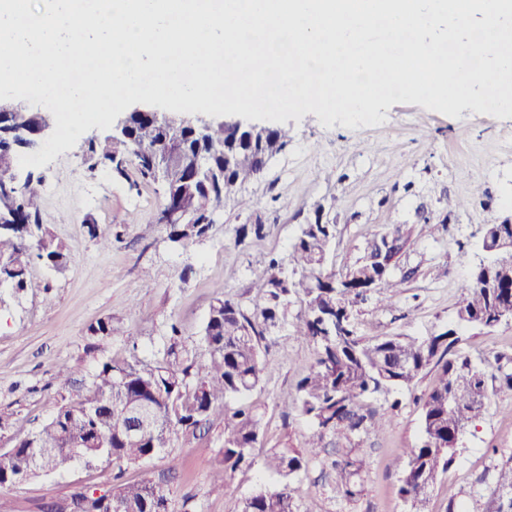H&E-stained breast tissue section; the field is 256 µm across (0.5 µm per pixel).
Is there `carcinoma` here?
Returning a JSON list of instances; mask_svg holds the SVG:
<instances>
[{
  "label": "carcinoma",
  "mask_w": 512,
  "mask_h": 512,
  "mask_svg": "<svg viewBox=\"0 0 512 512\" xmlns=\"http://www.w3.org/2000/svg\"><path fill=\"white\" fill-rule=\"evenodd\" d=\"M131 141L125 151L106 140L86 144L85 161L95 165L121 159L131 161L142 178L159 184L161 211L174 209L192 223L169 224L168 238L182 246L202 237L215 210L233 205L249 209L243 185L257 178L266 158L288 145V130L268 128L264 138L250 142L231 129L214 125L206 131L171 133L146 115L131 118ZM16 157L0 151V210L9 225L0 229V257L8 259L5 273L17 291L27 288L33 260L59 270L66 256L55 239L42 232L39 178L12 181ZM336 225L323 220V207L301 225L288 265L292 276L272 259L253 271L260 300L251 308L217 297L210 305L201 336L205 353L187 347L177 325H171L162 360H106L87 375L60 364L56 379L70 397L61 398L54 414L35 431L0 453V489L21 478L58 470L78 458L88 463L106 459L120 468L135 465L170 447L177 431L195 433L200 427L224 422V448L214 471V483L226 486L227 473L253 464L250 449L259 441L260 419L244 400L262 382L268 336L283 315V302L301 299L306 313L295 327L297 338L313 345L317 359L283 404L308 417L312 432L297 447L272 453L265 466L279 477L238 505L236 512H300L299 480L309 465L336 438L359 446L366 435L383 433L397 406L373 409L369 399L390 395L411 384L430 366L440 367L437 384L423 398L420 444L405 451L399 495L406 512H427L426 504L437 481L454 462L456 443L467 426L486 410L489 394L486 369L458 349L461 327L493 328L503 322L501 309H512V280H503L490 265H478L460 285L455 327L427 337L386 336L371 341L354 330L352 311L376 297L379 307L393 305L403 280L391 273V260L403 238L392 225L373 236L363 257L343 275L325 268ZM512 243V225L486 226L482 247ZM239 405L226 411L225 401ZM149 409L151 423L138 435L139 407ZM334 490L345 501L361 492L363 461L346 452L331 463ZM116 512H154L156 500L169 501L160 480L148 473L130 484L112 488ZM487 512H512V457L497 468Z\"/></svg>",
  "instance_id": "obj_1"
}]
</instances>
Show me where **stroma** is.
<instances>
[{"mask_svg":"<svg viewBox=\"0 0 512 512\" xmlns=\"http://www.w3.org/2000/svg\"><path fill=\"white\" fill-rule=\"evenodd\" d=\"M385 122L350 129L341 122L324 127L312 112L285 122L291 141L272 158L263 175L244 192L251 211L225 207L208 233L187 248L173 247L157 215L158 184L140 177L133 165L124 174L87 173L81 146L63 151L45 166L32 168L42 179L43 227L61 244L68 262L59 270L34 263L28 286L0 287V408L13 412L0 430V452L35 430L54 413L60 399L58 364L82 372L98 362L137 358L162 360L170 324H178L187 345L199 346L214 297L252 307L258 299L253 271L270 259L287 262L300 227L323 206L336 233L326 265L341 272L363 255L374 234L400 225L404 244L393 264L404 283L391 308L366 302L353 311L357 334L433 336L455 319L460 284L484 255L486 225L512 213V117L499 119L463 108L458 117L419 104H393ZM467 207L445 219V198ZM435 220L427 232L418 210ZM425 215V216H426ZM264 226L254 235L250 226ZM111 228V248H101L90 226ZM304 307L291 299L272 329L263 379L248 401L260 418L261 437L254 464L228 476L227 489L211 474L224 446V425L198 435L178 434L164 453L146 460L161 475L173 512H234L240 500L275 483L266 470L268 455L284 445L300 446L309 420L281 399L314 365L312 346L296 339L295 323ZM112 318L116 336L89 337L91 325ZM459 348L484 363L490 402L462 435L453 467L436 484L428 512H445L455 490L464 512H484L494 469L512 457V390L501 388V372H512V323L492 329H460ZM429 368L401 390L392 423L363 444L366 468L362 492L351 502L336 498L327 473L329 452L301 476V512H403L398 466L405 449L420 443L424 396L436 385ZM135 479L137 468L75 459L57 472L10 487L15 512H40L79 490L106 489L114 476Z\"/></svg>","mask_w":512,"mask_h":512,"instance_id":"stroma-1","label":"stroma"}]
</instances>
